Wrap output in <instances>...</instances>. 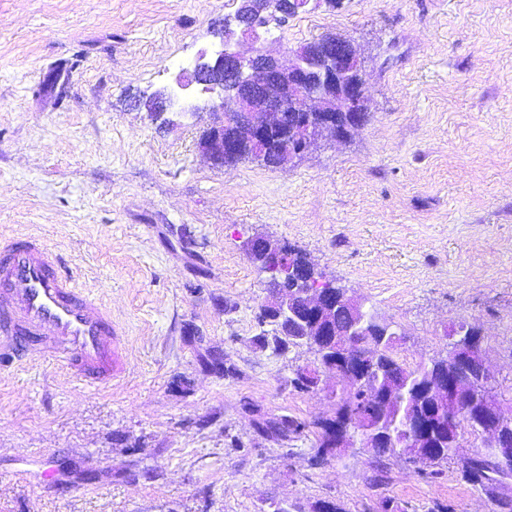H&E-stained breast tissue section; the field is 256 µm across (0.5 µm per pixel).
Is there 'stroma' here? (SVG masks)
<instances>
[{"instance_id":"stroma-1","label":"stroma","mask_w":512,"mask_h":512,"mask_svg":"<svg viewBox=\"0 0 512 512\" xmlns=\"http://www.w3.org/2000/svg\"><path fill=\"white\" fill-rule=\"evenodd\" d=\"M239 0H0V242L39 237L125 336L123 377L89 390L48 362L0 367V512H492L455 463L429 483L391 459L315 437L258 436L242 406L332 414L290 380L312 360L255 348L262 233L305 253L397 324L399 356H445L466 321L484 336L512 415V0H325L270 24L286 51L326 34L367 59L365 124L279 168L216 167L199 148L211 94L155 118L132 97L214 51ZM221 356L226 378L205 361ZM238 447H230V440ZM55 478H43L45 469Z\"/></svg>"}]
</instances>
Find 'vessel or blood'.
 <instances>
[{"label": "vessel or blood", "instance_id": "1", "mask_svg": "<svg viewBox=\"0 0 512 512\" xmlns=\"http://www.w3.org/2000/svg\"><path fill=\"white\" fill-rule=\"evenodd\" d=\"M91 388L125 373L127 350L103 302L35 237L0 243V365L30 355Z\"/></svg>", "mask_w": 512, "mask_h": 512}]
</instances>
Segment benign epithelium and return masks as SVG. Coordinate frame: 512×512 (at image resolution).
Returning <instances> with one entry per match:
<instances>
[{
	"instance_id": "7a95c632",
	"label": "benign epithelium",
	"mask_w": 512,
	"mask_h": 512,
	"mask_svg": "<svg viewBox=\"0 0 512 512\" xmlns=\"http://www.w3.org/2000/svg\"><path fill=\"white\" fill-rule=\"evenodd\" d=\"M308 2L310 0H241L234 21H226L218 32L221 49L211 57L202 54L195 61L191 82L204 86L206 91L218 92V102L212 105L211 136L200 143L213 164L220 165L227 158L246 154L265 160L263 150L275 132L288 134V141L294 144L293 156L301 157L311 143L321 139L336 124L338 112L347 114L348 127L352 129L366 122L363 65L351 42L320 43V71L313 72L307 67V51L311 45L291 50V59L285 65L266 50L267 39L260 33L261 25L246 19V9L252 5L274 13H293ZM170 103L172 97L163 94L146 98L144 106L158 116ZM228 123L238 126L240 135H225L224 125ZM258 241L265 245V271L274 275L269 280L272 304L263 308L265 320L279 319L282 327L290 330L299 327L305 314H314L323 323L321 331L305 334L314 360L300 368V386L308 391L319 389L322 386L320 371L328 365L338 375L339 382L359 381L367 354L354 341L360 329L353 313L361 311L364 305L339 288L335 301L344 307L338 310L334 301L306 282L298 283L290 294L281 292L276 283L291 275L292 253L262 235L245 242L246 252H252ZM433 371L436 376L433 393L439 399L448 398L447 406L437 404L433 409L441 428L450 434L456 433V420L463 415L479 428L485 443L512 441V418L502 412L490 393L492 373L486 351L480 344L471 338L451 336L450 355L436 360ZM350 419L346 413L320 419L319 462L330 461L337 448L379 447L381 431L369 424L361 429L359 440L351 439ZM423 435L421 429L410 431L407 442L400 446L401 453L416 460L430 456L429 449L421 447Z\"/></svg>"
}]
</instances>
